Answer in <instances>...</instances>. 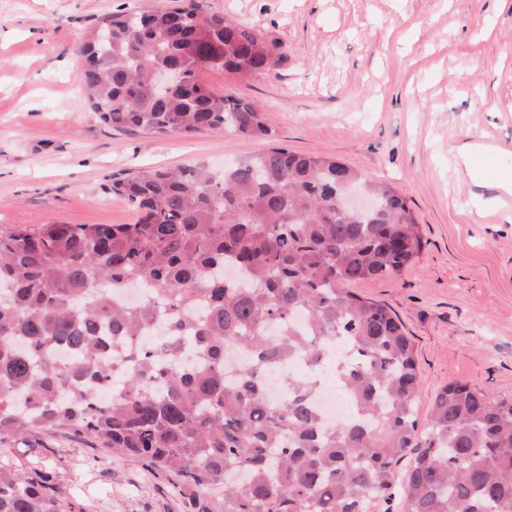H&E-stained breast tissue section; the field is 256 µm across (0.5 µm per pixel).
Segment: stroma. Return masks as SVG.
<instances>
[{
    "instance_id": "35a3bbf8",
    "label": "stroma",
    "mask_w": 512,
    "mask_h": 512,
    "mask_svg": "<svg viewBox=\"0 0 512 512\" xmlns=\"http://www.w3.org/2000/svg\"><path fill=\"white\" fill-rule=\"evenodd\" d=\"M280 41L272 77L210 70L211 91L258 102L273 142L233 130L195 137L118 131L83 101L86 32L105 15L170 0H0V232L44 224H130L114 180L193 161L220 167L275 144L386 182L421 224L423 249L399 278L355 284L409 332L421 373L420 424L444 384L512 398V213L462 175L457 149L512 140V0H205ZM0 463L49 478L78 512H224L178 477L128 458L93 459L58 436L5 439Z\"/></svg>"
}]
</instances>
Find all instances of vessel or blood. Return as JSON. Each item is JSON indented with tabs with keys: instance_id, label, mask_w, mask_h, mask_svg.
Here are the masks:
<instances>
[{
	"instance_id": "b4317fda",
	"label": "vessel or blood",
	"mask_w": 512,
	"mask_h": 512,
	"mask_svg": "<svg viewBox=\"0 0 512 512\" xmlns=\"http://www.w3.org/2000/svg\"><path fill=\"white\" fill-rule=\"evenodd\" d=\"M484 189L493 199L490 207L478 210L475 220L481 224L497 223L505 214L512 212V192L500 190L499 185L512 179V143H496L494 148L482 156L476 165Z\"/></svg>"
}]
</instances>
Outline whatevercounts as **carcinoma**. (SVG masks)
<instances>
[{
	"mask_svg": "<svg viewBox=\"0 0 512 512\" xmlns=\"http://www.w3.org/2000/svg\"><path fill=\"white\" fill-rule=\"evenodd\" d=\"M80 54L90 106L113 128L274 136L261 107L215 95L201 75H275L281 43L205 0L109 14ZM157 66L181 84L157 90ZM356 186L375 200L365 214L343 201ZM112 192L134 223L0 234V441L51 434L133 458L223 499L224 512H369L391 499L405 458L402 512H512V399L447 383L419 432L411 336L391 308L352 291L399 277L421 253L401 194L332 157L281 147L221 174L203 163L142 170ZM227 264L244 286L221 277ZM134 283L152 297L120 302ZM158 323L162 336L132 346ZM330 338L348 353L333 371L352 412L327 428L314 382L288 377L281 402L260 382L282 358L319 363ZM230 346L253 362L227 384ZM101 380L110 403L97 398ZM0 512L66 506L59 487L0 465Z\"/></svg>",
	"mask_w": 512,
	"mask_h": 512,
	"instance_id": "1",
	"label": "carcinoma"
}]
</instances>
